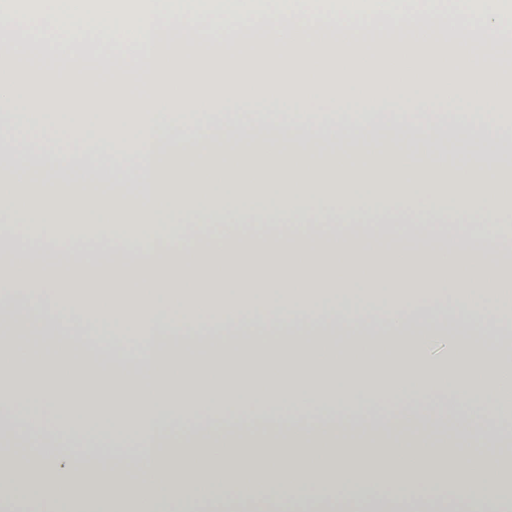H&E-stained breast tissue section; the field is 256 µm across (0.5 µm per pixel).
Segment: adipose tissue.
Here are the masks:
<instances>
[{"label": "adipose tissue", "mask_w": 512, "mask_h": 512, "mask_svg": "<svg viewBox=\"0 0 512 512\" xmlns=\"http://www.w3.org/2000/svg\"><path fill=\"white\" fill-rule=\"evenodd\" d=\"M233 100L245 109L225 118ZM335 101L323 117L308 91L79 106L124 160L109 176L74 147H44L48 110L18 113L12 136H0V163L13 171L0 178L11 203L0 222V328L55 330L52 363L68 379L0 390V446L27 450L22 464L0 456V512H29L12 495L19 487L50 512H114L133 482L134 512H165L175 488L184 512L200 502L224 512L231 492L285 505L319 485L363 512H419V488L442 475L467 502L512 505L494 453L512 427V350L498 345L512 326L507 185L434 151L447 140L498 156L512 123L495 91H339ZM437 102L448 112L433 111ZM219 181L223 202H207ZM104 184L102 209L134 233L85 248L52 224L24 235L62 198ZM359 188L374 192V209L354 202ZM270 190L273 205L241 202ZM161 213L178 216L176 233L158 234ZM89 303L113 363L135 354L152 376L147 389L93 361L72 368L71 314ZM440 336L452 339L444 364L427 355ZM433 393L455 397L460 411L420 404ZM250 400L259 415L294 417L257 433L234 412ZM382 400L406 407L369 417ZM18 404L26 418L11 416ZM94 404L99 440L120 461L107 473L55 439ZM213 416L218 430L169 435ZM89 478L95 494L73 498Z\"/></svg>", "instance_id": "obj_1"}]
</instances>
